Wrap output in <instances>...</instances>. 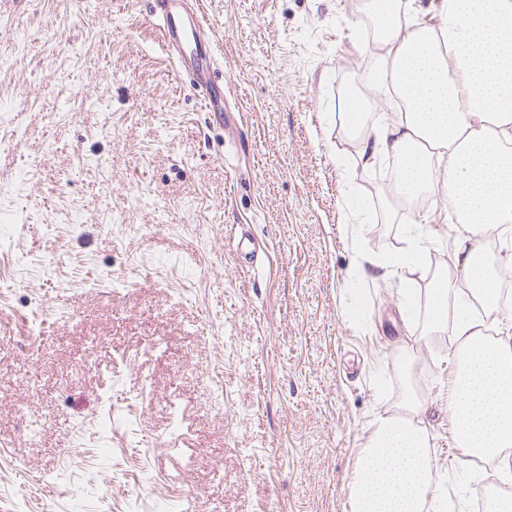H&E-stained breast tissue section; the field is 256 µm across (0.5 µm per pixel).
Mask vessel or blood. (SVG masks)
Returning a JSON list of instances; mask_svg holds the SVG:
<instances>
[{
	"mask_svg": "<svg viewBox=\"0 0 512 512\" xmlns=\"http://www.w3.org/2000/svg\"><path fill=\"white\" fill-rule=\"evenodd\" d=\"M153 15L163 52L188 77L206 111H223L224 89L215 81L213 46L200 38L204 21L199 8L188 6L186 0H153Z\"/></svg>",
	"mask_w": 512,
	"mask_h": 512,
	"instance_id": "vessel-or-blood-1",
	"label": "vessel or blood"
}]
</instances>
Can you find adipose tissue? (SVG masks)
I'll return each mask as SVG.
<instances>
[{
    "label": "adipose tissue",
    "instance_id": "ef3b65f1",
    "mask_svg": "<svg viewBox=\"0 0 512 512\" xmlns=\"http://www.w3.org/2000/svg\"><path fill=\"white\" fill-rule=\"evenodd\" d=\"M440 23L409 26L401 0H370L371 20L390 60L379 84L399 112L367 125L362 93L345 98L337 120L355 135L363 162L395 160L407 203L441 179L443 207L465 229L451 263L474 301L497 308L501 279L481 240L512 236V0H439ZM441 173H434V165ZM457 282L439 273L427 293L430 323L452 326L457 363L448 373V416L461 448L493 456L512 447V341L487 339L468 305L449 309ZM424 427L378 417L349 483L350 512H424L447 505L431 480Z\"/></svg>",
    "mask_w": 512,
    "mask_h": 512
}]
</instances>
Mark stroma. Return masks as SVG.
<instances>
[{
	"mask_svg": "<svg viewBox=\"0 0 512 512\" xmlns=\"http://www.w3.org/2000/svg\"><path fill=\"white\" fill-rule=\"evenodd\" d=\"M196 2L220 126L148 0H0V512H345L373 421L412 394L473 512L499 477L454 439L434 271L379 269L411 225L443 258L463 229L403 206L336 122L385 67L368 16Z\"/></svg>",
	"mask_w": 512,
	"mask_h": 512,
	"instance_id": "35a3bbf8",
	"label": "stroma"
}]
</instances>
